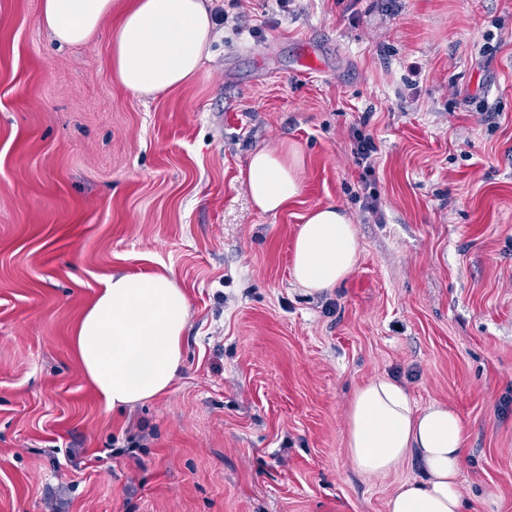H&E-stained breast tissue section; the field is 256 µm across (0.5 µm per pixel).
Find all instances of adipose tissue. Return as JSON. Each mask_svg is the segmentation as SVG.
Listing matches in <instances>:
<instances>
[{
    "mask_svg": "<svg viewBox=\"0 0 512 512\" xmlns=\"http://www.w3.org/2000/svg\"><path fill=\"white\" fill-rule=\"evenodd\" d=\"M116 0H42L41 21L60 43H86ZM214 19L208 0H125L112 39V69L127 90L152 97L192 80L209 57ZM302 155L280 144L253 152L238 179L255 208L285 210L300 191ZM360 243L343 207L312 209L293 242L292 275L308 293L341 285L355 270ZM189 303L165 273L112 276L84 309L73 343L87 380L113 407L134 406L167 390L184 365L182 333ZM347 453L378 476L411 455L425 477L402 484L388 512H463L460 477L464 425L448 406L413 405L386 376L365 382L347 414Z\"/></svg>",
    "mask_w": 512,
    "mask_h": 512,
    "instance_id": "adipose-tissue-1",
    "label": "adipose tissue"
}]
</instances>
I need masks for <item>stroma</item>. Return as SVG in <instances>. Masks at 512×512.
Returning <instances> with one entry per match:
<instances>
[{"mask_svg": "<svg viewBox=\"0 0 512 512\" xmlns=\"http://www.w3.org/2000/svg\"><path fill=\"white\" fill-rule=\"evenodd\" d=\"M212 9L202 70L142 98L114 16L61 45L40 0H0V512H387L417 458L368 477L345 451L377 375L460 415L464 512H512V0ZM283 142L301 192L264 214L239 169ZM329 202L360 259L310 295L292 243ZM155 271L189 302L184 366L117 412L73 331L107 277Z\"/></svg>", "mask_w": 512, "mask_h": 512, "instance_id": "stroma-1", "label": "stroma"}]
</instances>
